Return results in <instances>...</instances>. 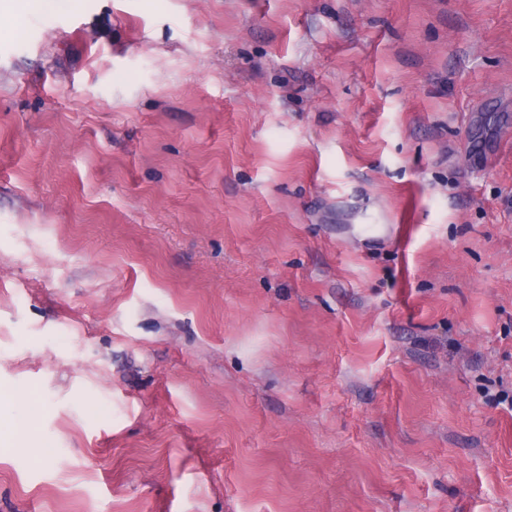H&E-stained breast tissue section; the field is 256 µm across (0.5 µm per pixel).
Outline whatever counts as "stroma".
I'll return each mask as SVG.
<instances>
[{
	"label": "stroma",
	"instance_id": "stroma-1",
	"mask_svg": "<svg viewBox=\"0 0 512 512\" xmlns=\"http://www.w3.org/2000/svg\"><path fill=\"white\" fill-rule=\"evenodd\" d=\"M0 512H512V0L0 16Z\"/></svg>",
	"mask_w": 512,
	"mask_h": 512
}]
</instances>
